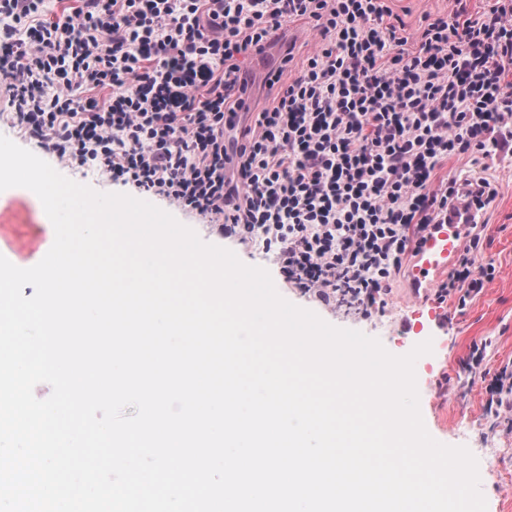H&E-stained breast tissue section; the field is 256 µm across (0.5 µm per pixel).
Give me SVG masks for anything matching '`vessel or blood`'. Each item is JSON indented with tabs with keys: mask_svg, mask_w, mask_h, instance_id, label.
Listing matches in <instances>:
<instances>
[{
	"mask_svg": "<svg viewBox=\"0 0 512 512\" xmlns=\"http://www.w3.org/2000/svg\"><path fill=\"white\" fill-rule=\"evenodd\" d=\"M480 207L474 203L453 202L448 208L447 219L430 225L425 238L415 248L408 266V276L414 289H427L434 280L448 274L456 263L472 225L481 223ZM445 319L442 309L419 306L413 310L403 325L404 334L419 332L429 322Z\"/></svg>",
	"mask_w": 512,
	"mask_h": 512,
	"instance_id": "1",
	"label": "vessel or blood"
}]
</instances>
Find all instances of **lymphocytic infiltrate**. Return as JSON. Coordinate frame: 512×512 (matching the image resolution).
<instances>
[{
	"label": "lymphocytic infiltrate",
	"mask_w": 512,
	"mask_h": 512,
	"mask_svg": "<svg viewBox=\"0 0 512 512\" xmlns=\"http://www.w3.org/2000/svg\"><path fill=\"white\" fill-rule=\"evenodd\" d=\"M0 0L1 118L65 167L160 196L213 233L270 254L303 296L368 320L429 226L448 213L452 157L512 139V0L472 17L467 0L427 16L416 42L388 0ZM314 47L294 77L271 75L272 106L240 126L238 58L284 24ZM480 234L433 300L458 307L496 276ZM463 364L493 425L512 432V365Z\"/></svg>",
	"instance_id": "1"
}]
</instances>
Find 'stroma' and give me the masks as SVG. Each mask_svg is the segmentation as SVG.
<instances>
[{
	"label": "stroma",
	"instance_id": "35a3bbf8",
	"mask_svg": "<svg viewBox=\"0 0 512 512\" xmlns=\"http://www.w3.org/2000/svg\"><path fill=\"white\" fill-rule=\"evenodd\" d=\"M308 29V24L302 21L288 23L269 48L246 58L252 111L272 104L277 90L267 83L266 76L281 66L284 56H291V69L302 65L310 50ZM437 177L460 182L483 177L496 190L484 202L481 224L483 258L494 263L496 277L465 309H458L451 302L444 304L447 327L401 335L400 321L409 315L411 307L410 291L400 273L394 278L385 314L367 321L331 312L293 287L281 284L277 290L288 301L312 310L333 326L378 338L395 355L406 354L416 344L431 341L432 353L420 357L415 365L425 427L436 441L467 447L477 458L487 512H512V434L493 430L479 386L456 381L457 371L468 358L472 343L484 338L491 341L485 360L487 369L495 371L512 363V150L506 148L475 161L467 157L449 159L439 168ZM0 212L13 220L15 236L42 240L52 233L35 203L26 198L9 200L0 207ZM489 448L497 449L496 457L486 456Z\"/></svg>",
	"mask_w": 512,
	"mask_h": 512
}]
</instances>
